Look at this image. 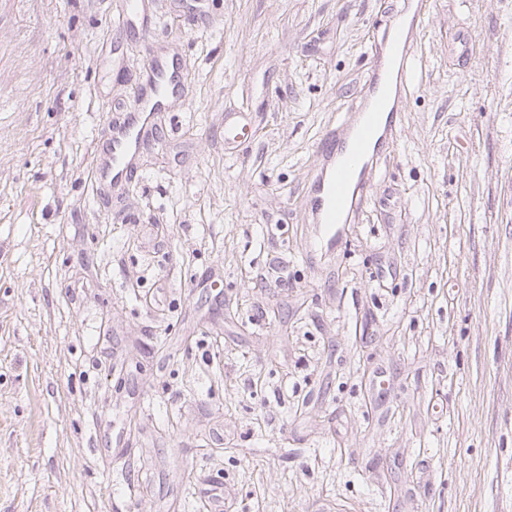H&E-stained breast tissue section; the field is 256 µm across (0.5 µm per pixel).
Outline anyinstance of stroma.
<instances>
[{
	"label": "stroma",
	"instance_id": "35a3bbf8",
	"mask_svg": "<svg viewBox=\"0 0 512 512\" xmlns=\"http://www.w3.org/2000/svg\"><path fill=\"white\" fill-rule=\"evenodd\" d=\"M119 3L0 0V512H512V0H428L324 256L315 145L403 0H155L191 89L121 224L87 192L146 60Z\"/></svg>",
	"mask_w": 512,
	"mask_h": 512
}]
</instances>
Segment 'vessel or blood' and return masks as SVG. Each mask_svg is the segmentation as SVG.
<instances>
[{
    "label": "vessel or blood",
    "instance_id": "vessel-or-blood-1",
    "mask_svg": "<svg viewBox=\"0 0 512 512\" xmlns=\"http://www.w3.org/2000/svg\"><path fill=\"white\" fill-rule=\"evenodd\" d=\"M153 0H126L118 25L141 34L156 23ZM426 15V0H414L409 11L395 17L371 51L369 95L355 113L344 141L323 137L319 151L331 164L315 176L309 191L312 221L317 234L313 250L332 253L343 244L341 228L351 223L366 204L380 147L397 127L403 107L402 90L410 70L408 57ZM188 79L177 59L149 53L141 82L132 87L131 105L109 121L90 165L92 193L128 184L141 153L157 145L156 117L178 100H187Z\"/></svg>",
    "mask_w": 512,
    "mask_h": 512
}]
</instances>
